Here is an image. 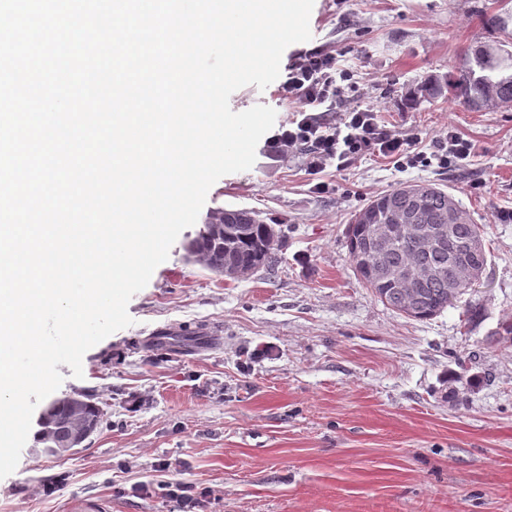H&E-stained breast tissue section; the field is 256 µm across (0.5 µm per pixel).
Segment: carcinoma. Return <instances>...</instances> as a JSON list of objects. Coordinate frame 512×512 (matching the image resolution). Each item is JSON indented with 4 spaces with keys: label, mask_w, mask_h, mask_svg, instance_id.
Returning <instances> with one entry per match:
<instances>
[{
    "label": "carcinoma",
    "mask_w": 512,
    "mask_h": 512,
    "mask_svg": "<svg viewBox=\"0 0 512 512\" xmlns=\"http://www.w3.org/2000/svg\"><path fill=\"white\" fill-rule=\"evenodd\" d=\"M493 4V10L481 11L482 23L499 36L471 43L449 71L431 75L414 88L413 97L432 100L450 96L471 112L512 108V0H493ZM450 205L460 215L451 240L436 233L448 223ZM220 213L224 215V239L212 237L204 226L189 243L216 261L275 270L280 255L268 248L264 220L245 209H222ZM377 224H407L410 231L377 239ZM346 234L357 277L378 300L408 318L429 319L453 305L448 300V277L456 276L460 265H487L486 247L477 254L469 252L471 241L485 240V226L474 223L462 204L437 184H403L369 200L356 212ZM416 264L428 267L432 274L421 283L416 300L407 307L389 275ZM489 341L497 347H512V320L500 321ZM48 409L49 417L39 424L38 431V441L45 448L49 441L44 439L43 431L65 428L70 419V407L61 400L51 402Z\"/></svg>",
    "instance_id": "cac0c4a2"
}]
</instances>
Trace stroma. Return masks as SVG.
I'll return each mask as SVG.
<instances>
[{
    "instance_id": "stroma-1",
    "label": "stroma",
    "mask_w": 512,
    "mask_h": 512,
    "mask_svg": "<svg viewBox=\"0 0 512 512\" xmlns=\"http://www.w3.org/2000/svg\"><path fill=\"white\" fill-rule=\"evenodd\" d=\"M491 0H314L310 40L341 55L348 105L428 149L453 127L476 153L464 167L364 156L309 174L303 155L257 154L210 188L197 225L128 303L131 326L67 365L56 397L83 391L106 417L85 448L48 457L29 435L0 479V512H179L133 492L163 463L199 502L191 512H512V348L487 338L512 318V110L470 112L450 98L411 101L476 37ZM294 108L280 82L247 85L232 111ZM328 192L314 188L317 181ZM406 182L440 184L486 227L483 282L427 320L374 297L353 271L346 229L371 197ZM250 209L287 235L277 270L235 280L187 261L211 211ZM484 308L466 329V304ZM481 376L470 389L466 378ZM458 390V400L448 398Z\"/></svg>"
}]
</instances>
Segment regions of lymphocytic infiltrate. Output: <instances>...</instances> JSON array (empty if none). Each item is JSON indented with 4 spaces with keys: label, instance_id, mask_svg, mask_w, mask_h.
<instances>
[{
    "label": "lymphocytic infiltrate",
    "instance_id": "obj_1",
    "mask_svg": "<svg viewBox=\"0 0 512 512\" xmlns=\"http://www.w3.org/2000/svg\"><path fill=\"white\" fill-rule=\"evenodd\" d=\"M354 87L352 72L336 54L317 49L299 52L282 85L295 108L265 140V157L282 161L295 151H305L314 174L330 163L341 165L368 154L410 165L432 158L443 167L465 166L473 158L474 143L452 129L435 137L432 155L417 151L412 138L382 125L377 111L346 107L345 93Z\"/></svg>",
    "mask_w": 512,
    "mask_h": 512
}]
</instances>
